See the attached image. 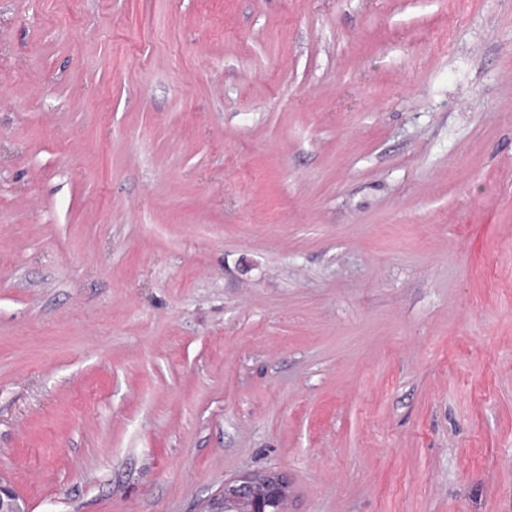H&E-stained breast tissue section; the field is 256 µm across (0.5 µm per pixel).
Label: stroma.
<instances>
[{"label": "stroma", "mask_w": 512, "mask_h": 512, "mask_svg": "<svg viewBox=\"0 0 512 512\" xmlns=\"http://www.w3.org/2000/svg\"><path fill=\"white\" fill-rule=\"evenodd\" d=\"M272 469L512 512V0H0V481Z\"/></svg>", "instance_id": "obj_1"}]
</instances>
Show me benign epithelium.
Returning <instances> with one entry per match:
<instances>
[{
    "instance_id": "benign-epithelium-1",
    "label": "benign epithelium",
    "mask_w": 512,
    "mask_h": 512,
    "mask_svg": "<svg viewBox=\"0 0 512 512\" xmlns=\"http://www.w3.org/2000/svg\"><path fill=\"white\" fill-rule=\"evenodd\" d=\"M288 480L278 471L245 474L224 482L207 512H287ZM0 512H27L14 489L0 482Z\"/></svg>"
}]
</instances>
